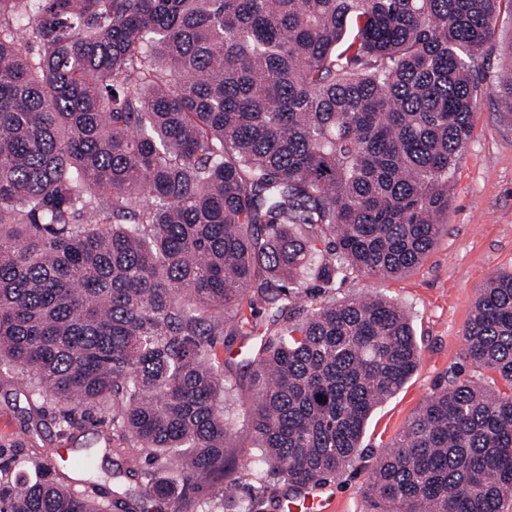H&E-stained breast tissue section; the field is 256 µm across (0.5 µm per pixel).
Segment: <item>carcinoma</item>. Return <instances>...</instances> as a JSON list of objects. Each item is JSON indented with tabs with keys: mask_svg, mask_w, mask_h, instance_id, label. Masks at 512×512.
<instances>
[{
	"mask_svg": "<svg viewBox=\"0 0 512 512\" xmlns=\"http://www.w3.org/2000/svg\"><path fill=\"white\" fill-rule=\"evenodd\" d=\"M504 14L512 0H0V375L60 437L110 410L146 451L137 498L102 489L93 448L72 484L49 449L29 478L0 449V512H254L224 496L217 338L348 271L423 262ZM494 86L512 120V59ZM465 339L506 389L456 375L432 393L369 478L382 512L512 504L511 272ZM419 364L406 311L377 295L315 304L248 350L269 477L346 471Z\"/></svg>",
	"mask_w": 512,
	"mask_h": 512,
	"instance_id": "cac0c4a2",
	"label": "carcinoma"
}]
</instances>
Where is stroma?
Wrapping results in <instances>:
<instances>
[{
    "instance_id": "35a3bbf8",
    "label": "stroma",
    "mask_w": 512,
    "mask_h": 512,
    "mask_svg": "<svg viewBox=\"0 0 512 512\" xmlns=\"http://www.w3.org/2000/svg\"><path fill=\"white\" fill-rule=\"evenodd\" d=\"M512 271V124L502 120L491 86H484L473 115V132L451 179L448 221L425 261L399 278H368L346 274L336 282L329 299L383 295L408 313L420 347L418 370L392 397L373 411L362 451L344 474L325 483L336 512H377L367 483L390 442L433 392L464 373L490 389L503 384L491 371L476 368L467 356L464 332L480 289L491 278ZM17 378L0 376V446L22 441L25 452L57 449L58 460L70 459L78 447L98 448L96 470L112 479L115 470L131 467L144 453L112 438L108 417L80 423L71 438L58 437L53 424L28 437L27 404L17 395ZM224 397L232 417L228 451L232 472L224 484L229 495L257 496L256 512H283L285 499L295 491L266 479L268 465L261 454L247 414L253 394L247 382L232 377Z\"/></svg>"
}]
</instances>
